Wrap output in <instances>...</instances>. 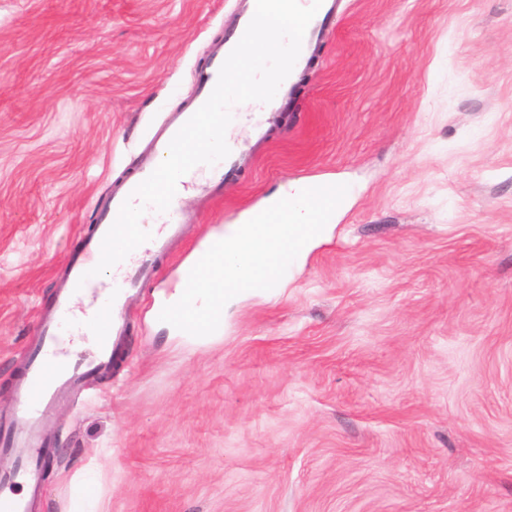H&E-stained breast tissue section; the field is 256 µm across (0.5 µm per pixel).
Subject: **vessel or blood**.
Here are the masks:
<instances>
[{"instance_id":"b4317fda","label":"vessel or blood","mask_w":512,"mask_h":512,"mask_svg":"<svg viewBox=\"0 0 512 512\" xmlns=\"http://www.w3.org/2000/svg\"><path fill=\"white\" fill-rule=\"evenodd\" d=\"M189 118L186 112L176 113L171 118L162 138L144 160L141 178H148L159 166L167 155L171 139ZM134 191V185L130 184L108 198L100 223L92 236L85 239L78 257L70 264L65 286L59 290L54 304L39 322L40 340L27 359V373L20 385L13 412L17 429L0 435V449L16 458L15 468L6 475H0V485H25L31 492H38L41 468L50 455L43 441L46 420L66 392L90 386L111 369L113 345L122 333L121 315L128 290L155 277L156 255L166 252L169 241L183 232L182 213L177 205H170L159 215L157 232L113 267V285L108 300L93 311L80 330L81 335L88 338L86 346L77 349L66 347L58 331L74 317L71 297L80 287L95 290L99 279L92 276L91 270L100 260L102 241L122 204L132 197Z\"/></svg>"}]
</instances>
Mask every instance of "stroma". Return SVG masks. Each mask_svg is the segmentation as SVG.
Instances as JSON below:
<instances>
[{"label": "stroma", "mask_w": 512, "mask_h": 512, "mask_svg": "<svg viewBox=\"0 0 512 512\" xmlns=\"http://www.w3.org/2000/svg\"><path fill=\"white\" fill-rule=\"evenodd\" d=\"M247 0H0V428L101 204ZM193 177L123 359L44 426L32 512H512V0H339L302 72ZM286 180L353 193L222 331L154 314ZM88 478H81V471Z\"/></svg>", "instance_id": "obj_1"}]
</instances>
